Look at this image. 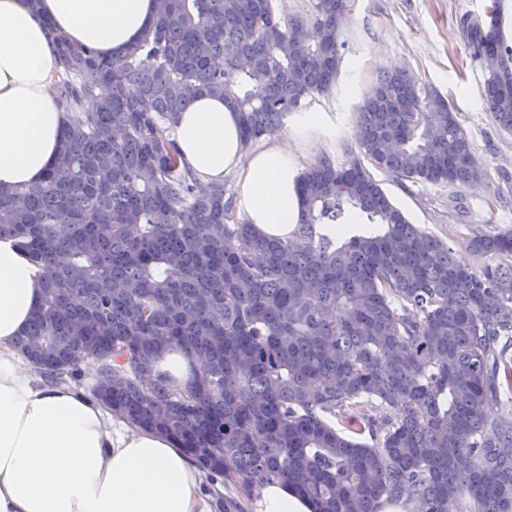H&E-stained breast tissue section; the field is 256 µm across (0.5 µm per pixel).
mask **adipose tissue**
Listing matches in <instances>:
<instances>
[{"label":"adipose tissue","mask_w":512,"mask_h":512,"mask_svg":"<svg viewBox=\"0 0 512 512\" xmlns=\"http://www.w3.org/2000/svg\"><path fill=\"white\" fill-rule=\"evenodd\" d=\"M157 12V0H0V190L41 181L75 119L58 101L48 27L109 55L135 43ZM297 120L306 153L278 133L250 148L237 112L220 97L197 98L174 125L180 162L205 182L233 177L241 222L287 237L301 212L298 176L327 128L318 112ZM41 295L27 253L0 238V512H214L202 469L172 438L32 373L16 338ZM249 507L315 509L281 480L255 487Z\"/></svg>","instance_id":"ef3b65f1"}]
</instances>
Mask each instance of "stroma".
I'll return each instance as SVG.
<instances>
[{"mask_svg": "<svg viewBox=\"0 0 512 512\" xmlns=\"http://www.w3.org/2000/svg\"><path fill=\"white\" fill-rule=\"evenodd\" d=\"M490 0H355L341 25L339 76L310 111L331 125L327 157L345 163L359 153L356 105L377 74L408 69L433 84L460 114L488 177L479 185H439L374 177L409 221L452 246L472 263L463 240L476 231L512 229V132L503 130L483 101L487 72L469 47L464 20L483 17Z\"/></svg>", "mask_w": 512, "mask_h": 512, "instance_id": "1", "label": "stroma"}]
</instances>
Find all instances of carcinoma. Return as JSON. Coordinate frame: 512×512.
<instances>
[{
  "label": "carcinoma",
  "mask_w": 512,
  "mask_h": 512,
  "mask_svg": "<svg viewBox=\"0 0 512 512\" xmlns=\"http://www.w3.org/2000/svg\"><path fill=\"white\" fill-rule=\"evenodd\" d=\"M351 9L162 0L109 57L53 34L59 103L80 117L43 181L0 191V238L42 277L18 345L54 383L96 364L113 414L245 494L283 480L316 512H512V229L470 236L480 266L464 264L365 166L413 184L484 179L455 108L412 71L377 75L355 112L360 156L301 172L286 239L237 222L233 195L181 167L167 135L204 94L239 113L248 145L280 129L333 87ZM488 13L466 34L476 58L498 57L484 100L512 131V47L498 0ZM352 213L374 228L343 241ZM172 346L201 364L182 388L158 370Z\"/></svg>",
  "instance_id": "obj_1"
}]
</instances>
